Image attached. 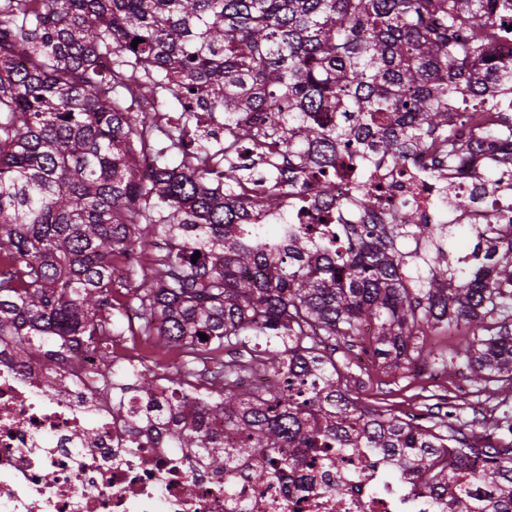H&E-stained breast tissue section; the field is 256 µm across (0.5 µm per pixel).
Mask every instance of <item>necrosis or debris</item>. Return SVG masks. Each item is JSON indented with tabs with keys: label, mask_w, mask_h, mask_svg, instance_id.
Returning <instances> with one entry per match:
<instances>
[{
	"label": "necrosis or debris",
	"mask_w": 512,
	"mask_h": 512,
	"mask_svg": "<svg viewBox=\"0 0 512 512\" xmlns=\"http://www.w3.org/2000/svg\"><path fill=\"white\" fill-rule=\"evenodd\" d=\"M415 173L400 178L373 168L386 194L381 204L352 205L345 224L381 223L408 198L429 220L453 217L432 206L428 180L418 169H436L421 155ZM473 226L512 222V190L478 199L465 214ZM118 361L139 366L143 382L167 370L141 336H116ZM20 353L0 347V512H228L224 479L199 476V462L165 446L157 436H131L114 408V396L86 385L48 390L36 371L20 372ZM389 461L360 450L337 454L334 464L305 468L288 485L259 487L237 479L235 496L249 512H447V498L399 491L387 479Z\"/></svg>",
	"instance_id": "1"
}]
</instances>
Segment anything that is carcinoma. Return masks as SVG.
I'll use <instances>...</instances> for the list:
<instances>
[{
  "mask_svg": "<svg viewBox=\"0 0 512 512\" xmlns=\"http://www.w3.org/2000/svg\"><path fill=\"white\" fill-rule=\"evenodd\" d=\"M505 45L512 0H4L0 338L55 385L95 355L94 390L117 382L114 336L181 349V369L133 387L127 428L197 449L224 475L230 512H247L236 476L284 484L332 448L380 452L429 494L455 485L451 512H512V441L469 443L421 415L363 408L330 344L372 325L374 354L396 368L422 356L418 335L454 330L474 383L512 382V223L459 246L451 225L405 207L386 224L310 233L330 223L340 177L362 208L375 203V160L402 170L438 145L457 168L470 147L460 125L495 154L456 210L494 191L512 171V149L497 150L512 144ZM169 104L184 119L181 160L154 150L141 171L153 113ZM200 112L224 122L223 143L191 129ZM254 141L288 155V184L273 178L259 198L231 188L248 175L225 166ZM285 192L292 226L249 224ZM157 237L183 247L115 299L126 284L113 263ZM402 238L417 248L401 251ZM229 347L248 364L224 360Z\"/></svg>",
  "mask_w": 512,
  "mask_h": 512,
  "instance_id": "carcinoma-1",
  "label": "carcinoma"
}]
</instances>
